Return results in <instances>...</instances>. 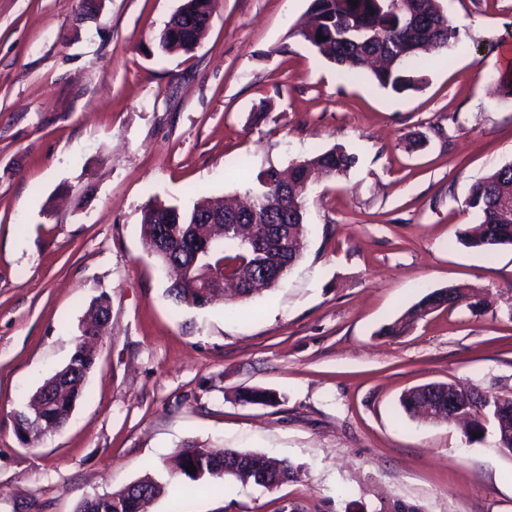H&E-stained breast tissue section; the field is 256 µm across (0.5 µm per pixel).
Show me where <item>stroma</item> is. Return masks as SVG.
<instances>
[{
    "label": "stroma",
    "mask_w": 512,
    "mask_h": 512,
    "mask_svg": "<svg viewBox=\"0 0 512 512\" xmlns=\"http://www.w3.org/2000/svg\"><path fill=\"white\" fill-rule=\"evenodd\" d=\"M181 3L98 0L89 15L82 0H0V512H74L148 473L168 484L149 512H512V457L399 404L435 382L512 394V246L459 241L472 185L512 163V97L496 88L512 0H440L459 40L399 94L302 39L312 0H217L193 52L160 54ZM336 146L357 163L310 186L277 287L203 309L167 297L142 237L149 200L231 199ZM462 285L482 311L381 335ZM103 296L111 325L82 398L22 444L15 412ZM250 389L277 399L245 403ZM189 444L296 475L183 496L167 462Z\"/></svg>",
    "instance_id": "1"
}]
</instances>
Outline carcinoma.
Returning a JSON list of instances; mask_svg holds the SVG:
<instances>
[{
  "mask_svg": "<svg viewBox=\"0 0 512 512\" xmlns=\"http://www.w3.org/2000/svg\"><path fill=\"white\" fill-rule=\"evenodd\" d=\"M216 0H183L160 33L158 48L164 54H187L196 48L202 33L210 26ZM314 22L298 30V34L320 55L333 62L344 73L368 74L381 87L401 93L415 88L414 73L425 69L427 60L422 52L430 47L446 49L458 41L459 29L441 9L439 0H312ZM357 161L355 155L342 147H334L293 163L288 172V192L278 179V171L269 168L258 175L260 190L245 194L244 205L265 218V223L254 226L255 235L264 234L265 225L281 221L280 213L288 210V223L283 225L288 248H281L272 239H264L259 249L242 245L236 225H224L220 242L198 257L182 255V271L167 288V295L178 305L205 308L224 302V293L204 284L221 273L225 279L237 281L236 297L248 299L256 289L254 278L265 282V287L277 286L297 264L306 230V212L303 203L308 184L317 172L329 176L349 171ZM474 210L479 223L460 236L468 248L489 250L498 246H512V163L488 173L471 188L466 200ZM142 232L147 246L157 243L158 229L168 225L167 248L175 253L187 244V239L201 240L210 234L197 209L187 210L178 205L155 200L142 211ZM472 298V311L481 310V301L468 294L465 287H450L433 291L409 308L394 322L382 327L389 336L405 333L415 322L441 307H451ZM73 366H65L45 379L33 393L24 416L35 406L39 417L32 419L33 439L41 436V427L50 423L64 424L70 418L76 402L82 395L86 376L95 367L97 350L77 343L72 354ZM481 408L468 409L473 415L468 422L467 439L483 442L487 436L500 435L512 427V396L482 395ZM493 428L488 434L486 429ZM184 453L188 462L195 464L193 474L183 470L185 478L197 482L209 477L231 476L240 482L252 480L267 488L285 483L293 474L292 466L278 462L277 470L268 473L269 458L252 451L213 448L203 451L191 445ZM136 485L146 496L131 498L129 487L83 500L75 512H114L112 506L100 501L109 497L121 504V512H148L150 504L165 489V484L151 476L137 480Z\"/></svg>",
  "mask_w": 512,
  "mask_h": 512,
  "instance_id": "carcinoma-1",
  "label": "carcinoma"
}]
</instances>
